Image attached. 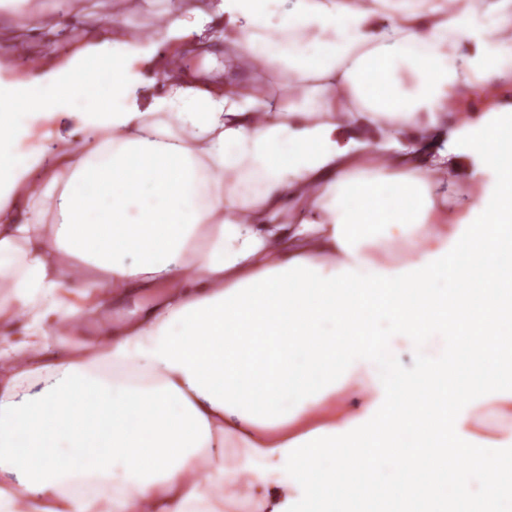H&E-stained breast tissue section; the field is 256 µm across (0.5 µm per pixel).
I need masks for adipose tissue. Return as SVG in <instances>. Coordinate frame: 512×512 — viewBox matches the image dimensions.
I'll return each mask as SVG.
<instances>
[{
	"instance_id": "ef3b65f1",
	"label": "adipose tissue",
	"mask_w": 512,
	"mask_h": 512,
	"mask_svg": "<svg viewBox=\"0 0 512 512\" xmlns=\"http://www.w3.org/2000/svg\"><path fill=\"white\" fill-rule=\"evenodd\" d=\"M16 22L61 63L0 113V512H349L357 447L430 428L420 380L452 360L411 334L477 269L500 286L512 0H211L78 51ZM482 402L512 386H457L442 420L464 493L512 455ZM477 412L481 420V424L478 426L481 435L494 437L500 432L499 425L502 422V418L496 404L484 405Z\"/></svg>"
}]
</instances>
